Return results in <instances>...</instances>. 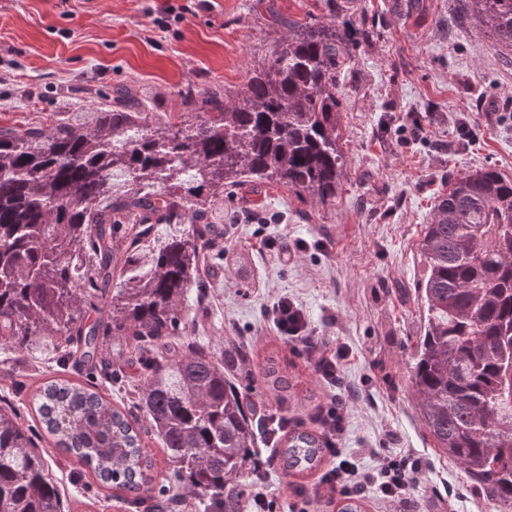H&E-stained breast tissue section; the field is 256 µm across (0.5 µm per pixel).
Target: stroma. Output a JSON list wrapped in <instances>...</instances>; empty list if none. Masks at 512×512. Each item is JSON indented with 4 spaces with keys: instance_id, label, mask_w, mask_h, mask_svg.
Listing matches in <instances>:
<instances>
[{
    "instance_id": "1",
    "label": "stroma",
    "mask_w": 512,
    "mask_h": 512,
    "mask_svg": "<svg viewBox=\"0 0 512 512\" xmlns=\"http://www.w3.org/2000/svg\"><path fill=\"white\" fill-rule=\"evenodd\" d=\"M451 0H351L338 19L376 25L341 79V145L347 167L335 201L243 183L224 192L209 216L223 225L206 260L202 286L180 315L194 346L225 357L228 372L262 413L313 431L329 394L301 345L269 328L281 294L297 300L314 336L348 351L351 389L344 448L364 467L375 453L410 452L422 471L401 512H512L435 450L409 376L424 314L416 289L424 277L419 242L448 178L494 167L512 176V66L487 37L452 16ZM315 0H0V128L88 126L102 96L132 87L157 123L179 111V90L213 83L235 92L288 36L287 20H327ZM418 112L428 141L398 144L392 120ZM506 120H499V113ZM478 136L457 140L455 120ZM288 245L280 263L266 242ZM100 355L112 375L61 358L51 340L21 355L0 345V404L30 425L68 512H150L149 503L106 490L74 456L55 448L31 397L52 377L99 384L133 406L140 377L127 367L124 338L104 336ZM276 365L287 382L267 381ZM268 464L261 482L276 512H288L293 487L313 491L319 471L291 474L277 448L259 439Z\"/></svg>"
}]
</instances>
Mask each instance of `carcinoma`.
Returning a JSON list of instances; mask_svg holds the SVG:
<instances>
[{"instance_id": "1", "label": "carcinoma", "mask_w": 512, "mask_h": 512, "mask_svg": "<svg viewBox=\"0 0 512 512\" xmlns=\"http://www.w3.org/2000/svg\"><path fill=\"white\" fill-rule=\"evenodd\" d=\"M332 21H288V38L234 95L180 91L189 112L160 127L125 91L95 107L90 127L0 129V343L30 350L44 336L94 359L99 336H130L139 365L133 423L95 386L50 381L37 412L55 445L103 484L173 501L156 488L142 435L154 431L176 480L203 512H242L255 431L224 363L184 341L179 306L199 281L204 249L223 236L199 227L224 190L282 184L336 199L342 67L359 39ZM478 33L512 57V0H458ZM130 239L122 257L118 234ZM418 289L424 331L410 383L435 448L502 504L512 503V177L468 171L424 226ZM107 319L86 326L89 311ZM286 467H319L324 440L291 430ZM31 429L0 407V512H61L57 482Z\"/></svg>"}]
</instances>
